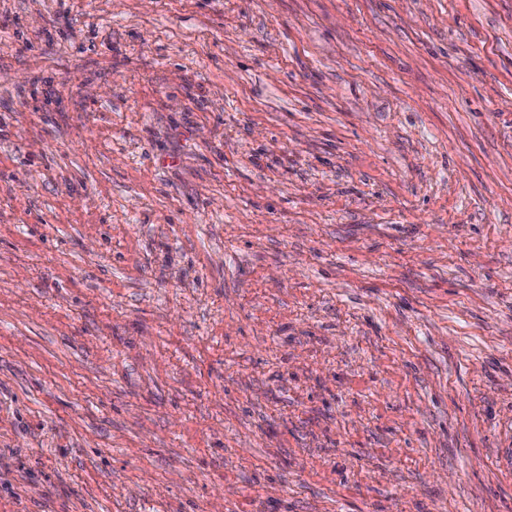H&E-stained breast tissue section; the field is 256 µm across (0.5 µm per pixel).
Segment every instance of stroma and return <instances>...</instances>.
Here are the masks:
<instances>
[{"mask_svg": "<svg viewBox=\"0 0 512 512\" xmlns=\"http://www.w3.org/2000/svg\"><path fill=\"white\" fill-rule=\"evenodd\" d=\"M512 0H0V512H512Z\"/></svg>", "mask_w": 512, "mask_h": 512, "instance_id": "obj_1", "label": "stroma"}]
</instances>
